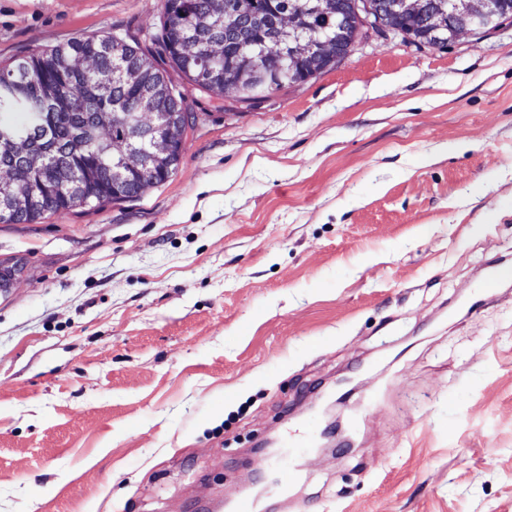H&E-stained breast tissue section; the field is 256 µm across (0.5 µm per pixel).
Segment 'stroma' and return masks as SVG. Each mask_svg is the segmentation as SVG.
Segmentation results:
<instances>
[{
    "instance_id": "stroma-1",
    "label": "stroma",
    "mask_w": 512,
    "mask_h": 512,
    "mask_svg": "<svg viewBox=\"0 0 512 512\" xmlns=\"http://www.w3.org/2000/svg\"><path fill=\"white\" fill-rule=\"evenodd\" d=\"M161 10L0 0V67ZM188 102L165 183L0 224V512H197L203 477L256 512H512V22ZM340 376L351 447H264Z\"/></svg>"
}]
</instances>
